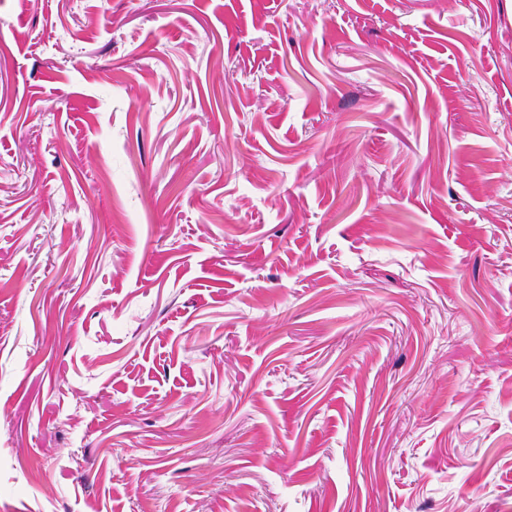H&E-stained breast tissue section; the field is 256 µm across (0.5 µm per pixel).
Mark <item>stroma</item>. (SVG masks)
I'll use <instances>...</instances> for the list:
<instances>
[{
  "label": "stroma",
  "mask_w": 512,
  "mask_h": 512,
  "mask_svg": "<svg viewBox=\"0 0 512 512\" xmlns=\"http://www.w3.org/2000/svg\"><path fill=\"white\" fill-rule=\"evenodd\" d=\"M0 512H512V0H0Z\"/></svg>",
  "instance_id": "1"
}]
</instances>
